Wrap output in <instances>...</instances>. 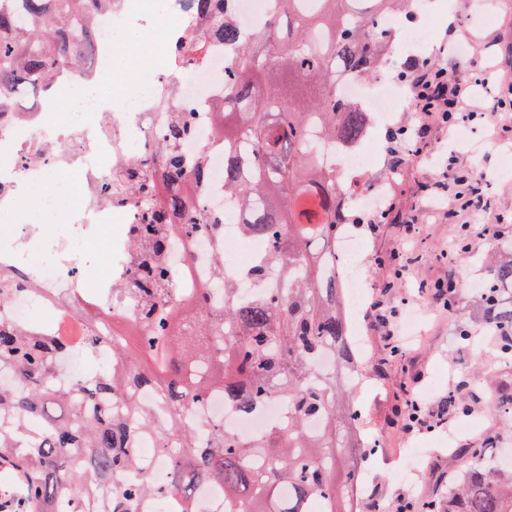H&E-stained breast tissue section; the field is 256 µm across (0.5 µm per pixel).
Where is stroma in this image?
<instances>
[{"label": "stroma", "mask_w": 512, "mask_h": 512, "mask_svg": "<svg viewBox=\"0 0 512 512\" xmlns=\"http://www.w3.org/2000/svg\"><path fill=\"white\" fill-rule=\"evenodd\" d=\"M475 2L452 0L451 8H440V20L431 31L435 48L425 52L423 58L438 64L456 60L469 74L485 79L486 84L478 88L475 99L477 109L487 110L494 103L501 80L512 76V61L501 53L502 48L512 45V7L500 8L493 16L483 18L477 15ZM451 23L469 37L468 43L453 57L441 50L447 42L445 30ZM389 128L379 125L371 129L373 148L381 161V175L393 186L392 197L398 210L418 217L420 232L409 252L411 269L401 281L395 278V263L391 258L392 251L400 245L401 225L390 220L379 236L361 233L367 262L360 274L369 291H382L386 306L399 310L401 318L409 316L410 310L403 309L402 301L410 299L426 325L422 334L405 341L406 357L387 362L383 359L384 343L370 325L369 307L360 306L356 321L368 379L353 404L361 409L368 434L379 442L378 457L370 463L365 476V493H377L380 499L389 502L403 495L427 501L435 498L468 466L466 458L449 452V434H456L458 441L476 447L484 438H492L493 456L501 464L512 465V424L488 417L485 406L500 384L512 382V367L503 365L492 341L485 340L480 344L484 376L472 379L474 358L457 335L462 328L477 333L485 330L475 290L464 288L454 294L453 311L448 316L420 293L421 288L447 281L452 274L463 280L482 282L488 274L484 257L499 243L512 239V223L507 221L497 225L493 234L483 231L489 216H512V159L507 156L512 150V139L494 137L483 119L469 124V131L481 139L483 146L475 152L469 145L460 144L458 157L473 177L485 178L490 210L488 214L479 213L465 219L452 206L435 202L430 196L429 186L440 177L441 167L425 159L401 174L390 172ZM461 237L470 248L468 256L448 261L449 246ZM418 373L423 376L416 384L419 392L437 400L459 391L470 406L469 414L448 413L442 426L404 436L394 422V411L400 404L402 385L413 382V376ZM410 448L426 450L427 455L411 479L401 480L396 477L395 468Z\"/></svg>", "instance_id": "1"}]
</instances>
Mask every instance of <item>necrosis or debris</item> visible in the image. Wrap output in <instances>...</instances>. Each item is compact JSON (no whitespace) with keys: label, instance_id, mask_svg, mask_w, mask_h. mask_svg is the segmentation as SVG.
Segmentation results:
<instances>
[{"label":"necrosis or debris","instance_id":"1","mask_svg":"<svg viewBox=\"0 0 512 512\" xmlns=\"http://www.w3.org/2000/svg\"><path fill=\"white\" fill-rule=\"evenodd\" d=\"M135 0H117L110 13L95 14L89 19L100 33L97 68L109 64L110 32L126 28L131 20ZM144 29H159L162 66L151 77L125 85L118 105L110 109L106 122L64 125L54 136H47L36 112H17L0 124V150H7L9 173L0 178V209L14 208L27 187L65 171L70 175L60 189L42 197L45 217L65 214L61 231L45 235L36 224L0 225V275L23 269L30 285L18 290L7 305L0 306V322L29 326L34 302H42L51 312L49 334L64 341L65 354L57 362V372L65 380L89 376L83 356L92 327L102 330L129 328L138 324V308L125 286L134 255L128 248L129 228L137 220L134 204L106 205L97 194L109 178L104 161L138 150L158 149L160 135L168 114L159 98L188 100L195 104L200 126L199 137L185 144L189 154L204 153L210 179L200 195L202 206L224 215L221 238H188L174 233L169 264L171 288L176 307L189 305L194 293L209 289L211 302L224 304V281L233 279L243 297L257 292L245 270L252 253L240 254L225 263L223 276L212 272V258L218 241H240L236 207L224 195V140L212 132L215 108L224 99L222 76L228 58L222 44H213L205 64L192 61L190 54H179L178 44L184 34L196 29L198 19L191 0H156L153 13L143 14ZM339 95L359 100L377 111L382 120L390 121L407 93L404 85L387 76L368 84L347 78L336 86ZM336 208L348 203L375 211L385 198L383 180L374 176L376 159L367 142L355 145L337 143ZM336 274L340 281L341 308L352 316L361 301L366 282L355 272L363 257L356 247L355 236L342 230L336 239ZM286 406L271 403L259 414H245L228 405L222 393H213L200 413L210 421L223 423L225 430L239 436H256L271 423L283 422Z\"/></svg>","mask_w":512,"mask_h":512}]
</instances>
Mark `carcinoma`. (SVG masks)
<instances>
[{"mask_svg":"<svg viewBox=\"0 0 512 512\" xmlns=\"http://www.w3.org/2000/svg\"><path fill=\"white\" fill-rule=\"evenodd\" d=\"M114 0H0V116L13 111L19 92H42L59 74L92 58L97 33L83 24ZM202 20L192 37L198 51L219 41L234 57L224 72V191L239 200L243 230L266 244L248 267L251 279L277 270L280 285L249 303L224 282V312L210 314L209 296L172 312L169 236L224 232V217L192 206L190 190L209 179L207 161L181 147L198 135L197 113L173 105L157 157L123 158L111 165L102 202H136L131 227L137 261L129 293L140 305L143 335L137 349L109 336L91 337L97 354L112 343L111 362L85 382H64L56 361L65 344L33 328L0 324V469L14 472L13 489L0 493V512H138L145 499L193 498L208 481L224 488V512H349L353 464L336 475L341 452L355 455L351 432L361 416L344 402L355 387L343 376L347 350L337 313L336 209L329 199L336 171L325 146L355 141L367 113L336 95L341 74L365 76L381 67L388 34L379 19L408 13L414 0H277L256 31L241 29L234 0H193ZM512 259L494 266L480 300L488 326L512 330ZM156 404L138 402L142 387ZM224 402L256 412L282 396L288 424L238 437L188 415L215 391ZM491 408L512 417V385ZM151 435L167 449L170 481L151 480L135 443ZM471 466L427 504L424 512H512V469L467 449Z\"/></svg>","mask_w":512,"mask_h":512,"instance_id":"cac0c4a2","label":"carcinoma"}]
</instances>
